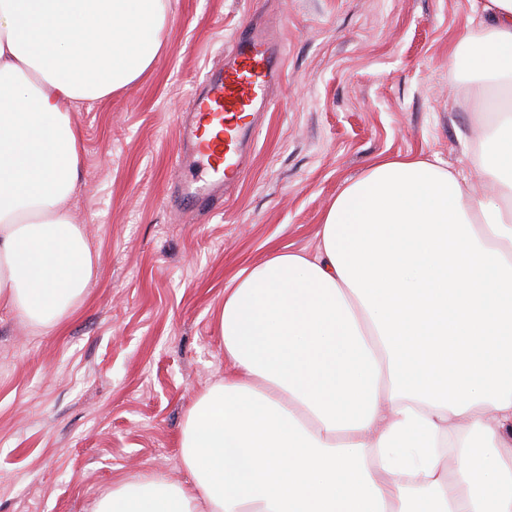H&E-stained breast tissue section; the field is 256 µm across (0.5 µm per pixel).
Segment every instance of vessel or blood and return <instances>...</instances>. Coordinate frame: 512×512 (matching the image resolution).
<instances>
[{
    "mask_svg": "<svg viewBox=\"0 0 512 512\" xmlns=\"http://www.w3.org/2000/svg\"><path fill=\"white\" fill-rule=\"evenodd\" d=\"M235 42L233 55L211 66L196 84L183 126L180 151L206 160L209 178L195 186L183 181L182 164L172 172L179 196L203 208L243 174L256 114L281 81L283 48L272 32L259 30Z\"/></svg>",
    "mask_w": 512,
    "mask_h": 512,
    "instance_id": "vessel-or-blood-1",
    "label": "vessel or blood"
}]
</instances>
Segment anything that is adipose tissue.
<instances>
[{
    "instance_id": "adipose-tissue-1",
    "label": "adipose tissue",
    "mask_w": 512,
    "mask_h": 512,
    "mask_svg": "<svg viewBox=\"0 0 512 512\" xmlns=\"http://www.w3.org/2000/svg\"><path fill=\"white\" fill-rule=\"evenodd\" d=\"M167 21L166 0H0V306L34 326L96 275L70 113L135 82ZM480 26L453 56L470 98L509 95L487 192L412 158L345 184L315 257L273 252L225 293L231 373L186 413L191 484L119 481L95 512H512V0Z\"/></svg>"
}]
</instances>
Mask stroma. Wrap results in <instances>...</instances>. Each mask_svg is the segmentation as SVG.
<instances>
[{"mask_svg":"<svg viewBox=\"0 0 512 512\" xmlns=\"http://www.w3.org/2000/svg\"><path fill=\"white\" fill-rule=\"evenodd\" d=\"M484 0H169L153 64L72 111L70 204L97 257L83 300L50 328L0 308V512H93L119 481L190 484L179 436L230 373L217 316L243 269L315 254L340 189L380 158L418 156L476 181L477 128L450 61ZM283 35L282 84L223 202L167 201L192 89L236 33Z\"/></svg>","mask_w":512,"mask_h":512,"instance_id":"35a3bbf8","label":"stroma"}]
</instances>
